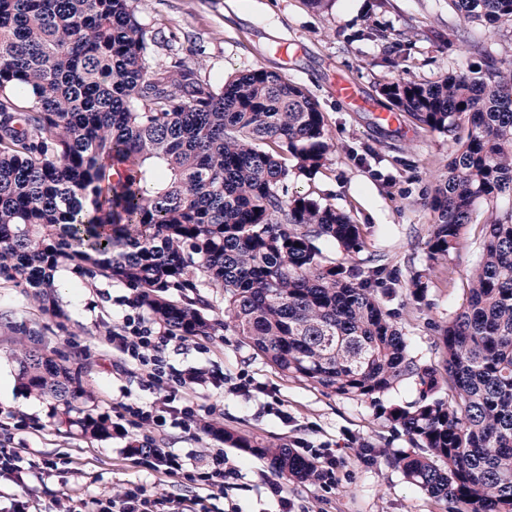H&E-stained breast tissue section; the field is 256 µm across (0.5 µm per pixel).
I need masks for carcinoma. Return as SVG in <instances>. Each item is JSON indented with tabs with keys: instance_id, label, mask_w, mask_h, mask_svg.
I'll use <instances>...</instances> for the list:
<instances>
[{
	"instance_id": "carcinoma-1",
	"label": "carcinoma",
	"mask_w": 512,
	"mask_h": 512,
	"mask_svg": "<svg viewBox=\"0 0 512 512\" xmlns=\"http://www.w3.org/2000/svg\"><path fill=\"white\" fill-rule=\"evenodd\" d=\"M468 20L512 23V0H450ZM483 68L433 83L400 80L388 111L455 144L427 206L426 246L447 259L485 208V237L466 303L441 330L443 371L410 356L377 295L383 264L336 262L365 245L329 204L291 194V169L317 173L333 149L309 91L253 69L219 86L183 59L152 67L134 0H0V271L51 301L55 273L74 269L133 291L132 304L190 336L231 327L284 376L374 401L404 381L420 399L392 420L413 448L392 459L450 512H512V66L478 44ZM224 289L211 321L197 287ZM429 274L409 291L424 298ZM26 386L68 417L69 371L25 350ZM280 474L308 480L283 445L232 439Z\"/></svg>"
}]
</instances>
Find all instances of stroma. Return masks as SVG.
Returning a JSON list of instances; mask_svg holds the SVG:
<instances>
[{"label":"stroma","instance_id":"obj_1","mask_svg":"<svg viewBox=\"0 0 512 512\" xmlns=\"http://www.w3.org/2000/svg\"><path fill=\"white\" fill-rule=\"evenodd\" d=\"M375 0H330L317 10L309 0H135L137 17L156 39L154 61L179 56L201 77L219 85L239 72L264 68L305 86L316 98L335 145L326 167L313 176L292 174L290 193L332 204L360 224L366 241L357 256L360 268L381 260L396 278L382 301L402 330L408 351L419 363L442 362L440 334L465 301L466 281L482 246V225H466L449 259L431 263L425 242L433 222L426 201L447 173L452 144L408 121L390 128L372 113L336 97L333 74L356 82L365 97L380 85L400 79L432 83L448 72L478 65L469 45L480 43L500 60H512V23L489 25L464 20L448 0H391L387 12ZM432 268L420 301L407 290L413 272ZM54 306L42 307L33 291L12 273L0 272V374L14 382L11 402H0V446L30 448L45 458L84 471L79 481L46 473L34 479L41 512L68 495L113 494L135 482L178 491L174 480L136 466L122 440L65 426L48 396L29 390L20 376L22 349L35 347L70 371L80 391L82 414L112 417L122 396L152 402L136 366L118 372L105 336L131 314V291L107 279L87 280L71 269L59 270ZM168 364L225 374L251 376L289 415L263 412L261 400H245L222 390H199L197 401L214 409V419L234 437L274 445L329 443L337 455L336 484L282 481L298 512H448L445 501L410 484L391 465L393 456L412 446L390 419L394 409L419 398L414 380L402 383L379 402L327 394L320 387L279 373L241 342L232 330L171 344ZM167 447L202 454L224 448L241 477L229 495L242 512H277L267 488L279 479L267 459L211 436L193 437L168 429ZM280 480V479H279Z\"/></svg>","mask_w":512,"mask_h":512}]
</instances>
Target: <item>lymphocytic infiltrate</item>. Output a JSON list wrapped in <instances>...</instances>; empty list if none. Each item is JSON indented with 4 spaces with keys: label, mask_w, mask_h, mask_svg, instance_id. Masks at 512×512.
<instances>
[{
    "label": "lymphocytic infiltrate",
    "mask_w": 512,
    "mask_h": 512,
    "mask_svg": "<svg viewBox=\"0 0 512 512\" xmlns=\"http://www.w3.org/2000/svg\"><path fill=\"white\" fill-rule=\"evenodd\" d=\"M175 338L168 326L141 314L124 317L122 324L109 332L107 341L113 353L121 362L143 370L145 385L157 393L146 405L136 400L122 403V412L112 423L114 435L126 438L134 428L156 430L169 424L186 431L213 432L217 429L215 421L195 401L197 388L226 387L247 400L258 393V386L246 378L233 382L201 368L180 370L168 365L163 352ZM130 454L140 467L191 485L192 495L151 492L137 485L122 494L88 502L73 497L58 499L55 512H202L204 498L224 495L239 477L238 468L220 448L205 449L198 464L190 456L158 444L131 449ZM57 468V463L33 457L26 449L1 447L0 477L10 481L12 489L0 490V512H30L36 498L31 478Z\"/></svg>",
    "instance_id": "lymphocytic-infiltrate-1"
}]
</instances>
